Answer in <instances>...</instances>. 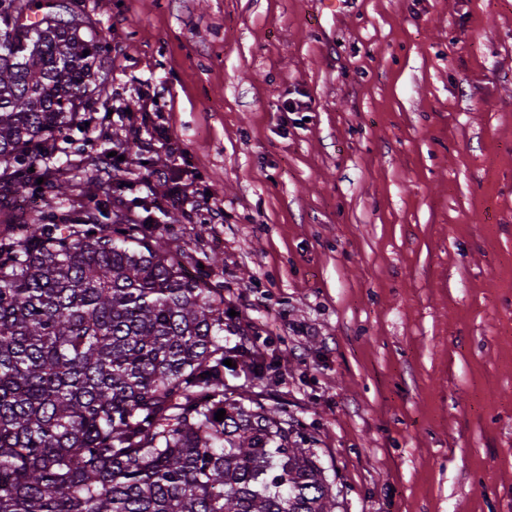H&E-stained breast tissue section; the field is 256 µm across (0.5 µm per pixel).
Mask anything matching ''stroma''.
Returning a JSON list of instances; mask_svg holds the SVG:
<instances>
[{
  "mask_svg": "<svg viewBox=\"0 0 512 512\" xmlns=\"http://www.w3.org/2000/svg\"><path fill=\"white\" fill-rule=\"evenodd\" d=\"M78 2L108 80L38 209L104 166L218 257L281 365L235 384L305 425L335 512H512V0Z\"/></svg>",
  "mask_w": 512,
  "mask_h": 512,
  "instance_id": "obj_1",
  "label": "stroma"
}]
</instances>
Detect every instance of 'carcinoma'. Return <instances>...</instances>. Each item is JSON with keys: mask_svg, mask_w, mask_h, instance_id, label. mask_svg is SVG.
<instances>
[{"mask_svg": "<svg viewBox=\"0 0 512 512\" xmlns=\"http://www.w3.org/2000/svg\"><path fill=\"white\" fill-rule=\"evenodd\" d=\"M84 29L69 0H0L7 193H65L31 168L103 74ZM90 201L0 231V512H332L304 424L227 383L226 359L279 366L224 345L220 289L185 268L216 258L184 251L154 203Z\"/></svg>", "mask_w": 512, "mask_h": 512, "instance_id": "carcinoma-1", "label": "carcinoma"}]
</instances>
